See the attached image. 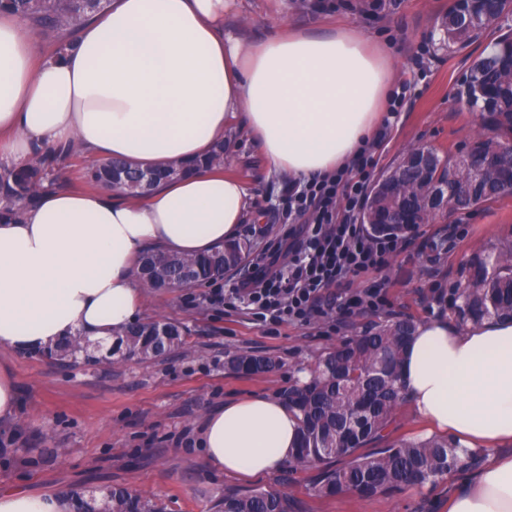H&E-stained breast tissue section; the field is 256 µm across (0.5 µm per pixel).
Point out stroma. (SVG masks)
Returning <instances> with one entry per match:
<instances>
[{
	"instance_id": "1",
	"label": "stroma",
	"mask_w": 512,
	"mask_h": 512,
	"mask_svg": "<svg viewBox=\"0 0 512 512\" xmlns=\"http://www.w3.org/2000/svg\"><path fill=\"white\" fill-rule=\"evenodd\" d=\"M448 0H238L230 20L249 40L286 26L352 27L388 47L398 60L395 83H414L415 97L394 120L377 152V172L388 169L410 146L439 154L465 150L483 129L477 112L456 98L459 82L491 42L483 37L457 52L442 40L440 24ZM232 146L224 171L246 185L255 214L240 225L239 238L252 250L224 276L232 284L250 274L284 226L280 199L286 179L230 124ZM460 227L449 237V227ZM408 247L379 272L388 283V304L328 329L323 323H285L267 332L248 310L204 302L209 284L165 292L145 290V320L166 319L186 329L185 344L165 358L104 356L73 367L46 353L0 349L19 392V410L0 422V490L22 486L37 492L69 489L84 496L121 486L162 505L164 512H215L228 491L265 489L287 493L292 512H439L455 487L471 480L474 467L454 470L452 483L419 493L363 497L318 495L313 468L283 467L256 478L205 468L198 431L215 406L248 396H278L341 339L399 317H441L460 325L457 287L472 262L492 247L512 243V195L451 217L417 225ZM445 292V306L432 296ZM250 351L272 357L274 370L244 375L231 370V355Z\"/></svg>"
}]
</instances>
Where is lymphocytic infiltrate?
Wrapping results in <instances>:
<instances>
[{"label": "lymphocytic infiltrate", "instance_id": "1", "mask_svg": "<svg viewBox=\"0 0 512 512\" xmlns=\"http://www.w3.org/2000/svg\"><path fill=\"white\" fill-rule=\"evenodd\" d=\"M383 123L372 144L339 172L293 183L282 197L289 225L266 249L252 274L231 288L212 289L211 303L244 306L267 329L283 323L307 324L339 312L349 318L388 303L385 282L346 292L339 305L329 302L332 288L351 278L386 269L407 246L406 239L368 235L359 217L365 206L375 150L390 133Z\"/></svg>", "mask_w": 512, "mask_h": 512}]
</instances>
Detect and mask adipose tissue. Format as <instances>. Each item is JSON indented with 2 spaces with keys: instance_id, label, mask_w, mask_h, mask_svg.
I'll use <instances>...</instances> for the list:
<instances>
[{
  "instance_id": "ef3b65f1",
  "label": "adipose tissue",
  "mask_w": 512,
  "mask_h": 512,
  "mask_svg": "<svg viewBox=\"0 0 512 512\" xmlns=\"http://www.w3.org/2000/svg\"><path fill=\"white\" fill-rule=\"evenodd\" d=\"M236 0H112L88 17L59 61L37 57L31 31L0 13V168L35 146L78 143L88 156L142 167L202 159L232 122L271 171L295 181L345 166L381 123L393 55L356 30L276 32L245 41L226 24ZM243 182L203 169L145 198L41 191L18 223H0V349L96 346L136 323L144 306L140 252L200 256L235 237L252 212ZM402 385L433 431L490 454L448 497V512H512V319L460 329L417 325ZM295 411L246 397L208 413L202 462L257 477L287 464ZM73 494L0 492V512H71Z\"/></svg>"
}]
</instances>
